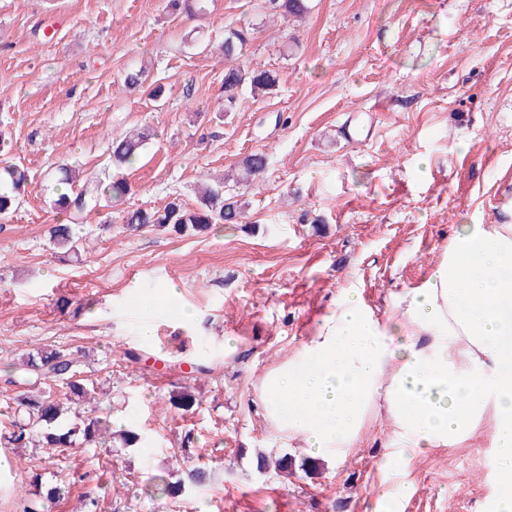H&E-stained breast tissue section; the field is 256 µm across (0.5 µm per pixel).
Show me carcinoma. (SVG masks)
<instances>
[{
    "instance_id": "1",
    "label": "carcinoma",
    "mask_w": 512,
    "mask_h": 512,
    "mask_svg": "<svg viewBox=\"0 0 512 512\" xmlns=\"http://www.w3.org/2000/svg\"><path fill=\"white\" fill-rule=\"evenodd\" d=\"M268 13L300 17L307 13L306 0H264ZM172 13L196 15L202 11L198 0H169ZM252 38V28L243 25L224 30L219 46L224 56V111L236 106L243 88L254 95L271 93L278 86L275 71L240 63ZM151 139V131L141 129L112 141V163L118 167L131 166L140 149ZM268 158L263 153L245 156L238 164L236 184L248 190L263 177ZM30 181L27 168L15 164L0 169V216L9 213ZM77 181L75 171L67 165L57 169L55 183L61 193L54 200L55 208L67 219L85 217L106 205L117 208V218L127 229L157 227L179 235H198L214 224H241L245 219L244 205L238 196L227 193L224 179L198 188L195 205L189 207L179 197L172 198L160 209L120 208L130 192L128 182L114 178L104 168L83 180L80 190L67 192ZM50 240L61 253H76L83 243L73 235L69 224H55ZM81 355L54 346L38 347L20 358L24 389L11 398L13 411L10 429L0 433V444L8 448H27L37 442L43 448H69L80 441L87 445L118 443L129 448L142 443L141 434L133 429H112L110 415L97 413V389L77 372ZM171 406L185 413H194L199 400L193 387L185 384L169 398ZM211 471L204 464L188 470L185 477L166 482L158 488L170 502L176 503L205 486ZM37 492L29 499L25 512H45L46 504L69 493V483L60 479L43 483L39 475L32 477Z\"/></svg>"
}]
</instances>
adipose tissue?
<instances>
[{
	"instance_id": "ef3b65f1",
	"label": "adipose tissue",
	"mask_w": 512,
	"mask_h": 512,
	"mask_svg": "<svg viewBox=\"0 0 512 512\" xmlns=\"http://www.w3.org/2000/svg\"><path fill=\"white\" fill-rule=\"evenodd\" d=\"M265 418L308 452L340 458L376 419L403 447L447 448L483 431L512 512V213L455 232L384 316L358 290L263 381Z\"/></svg>"
}]
</instances>
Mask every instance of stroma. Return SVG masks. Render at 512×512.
<instances>
[{
  "label": "stroma",
  "instance_id": "1",
  "mask_svg": "<svg viewBox=\"0 0 512 512\" xmlns=\"http://www.w3.org/2000/svg\"><path fill=\"white\" fill-rule=\"evenodd\" d=\"M307 5L288 23L256 0H207L196 18L173 16L168 0H0V167L31 176L0 216V432L20 357L52 345L84 351L104 411L145 437L109 450L0 447V512H24L35 472L72 487L48 512H80L87 493L97 512H381L386 498L399 512H490L500 485L483 435L422 453L393 447L375 421L345 457H313L275 434L260 384L347 288L388 313L473 214L498 222L494 186L512 180V0ZM248 21L244 60L279 86L243 92L226 112L215 46ZM140 66L162 99L125 87ZM143 125L157 136L119 172L125 206L194 203L202 179L263 152L246 223L131 233L104 207L75 226L86 251L53 249L57 167H108L113 139ZM171 286L196 321L161 307L141 342L136 301ZM196 362L211 373L185 414L169 397ZM261 452L287 456V473L259 474ZM175 458L214 472L179 507L149 493Z\"/></svg>",
  "mask_w": 512,
  "mask_h": 512
}]
</instances>
